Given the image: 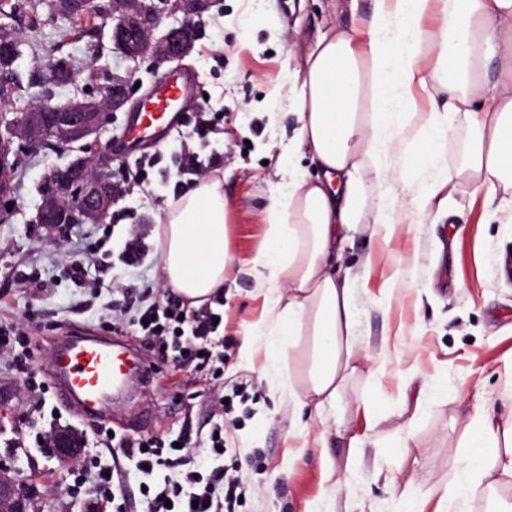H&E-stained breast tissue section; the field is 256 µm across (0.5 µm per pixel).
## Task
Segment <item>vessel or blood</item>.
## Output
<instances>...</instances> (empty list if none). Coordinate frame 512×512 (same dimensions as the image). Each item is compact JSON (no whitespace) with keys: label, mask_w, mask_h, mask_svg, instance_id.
<instances>
[{"label":"vessel or blood","mask_w":512,"mask_h":512,"mask_svg":"<svg viewBox=\"0 0 512 512\" xmlns=\"http://www.w3.org/2000/svg\"><path fill=\"white\" fill-rule=\"evenodd\" d=\"M197 80V74L186 69L154 78L140 96L136 111L128 115L122 141L125 155L161 146L173 130L183 126L186 102ZM126 369L122 351L93 340L88 330L76 327L55 350L47 377L70 409L101 417L107 415L108 398Z\"/></svg>","instance_id":"b4317fda"}]
</instances>
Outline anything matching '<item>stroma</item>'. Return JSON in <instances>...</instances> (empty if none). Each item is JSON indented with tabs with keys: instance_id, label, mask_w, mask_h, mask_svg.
<instances>
[{
	"instance_id": "stroma-1",
	"label": "stroma",
	"mask_w": 512,
	"mask_h": 512,
	"mask_svg": "<svg viewBox=\"0 0 512 512\" xmlns=\"http://www.w3.org/2000/svg\"><path fill=\"white\" fill-rule=\"evenodd\" d=\"M15 2L0 0V34L22 42L19 58L0 72V84L17 88L0 115L14 116L46 97L63 105L100 95L131 67L113 52L107 28L91 24L76 37L53 0H23L20 8ZM335 20L332 0H210L184 62L198 74L193 98L207 99L210 111L220 115L217 131L190 142L176 131L161 147L145 149L140 160L150 163L149 178L113 205L110 225L76 224L63 237L38 222L49 174L83 157L79 142L34 149L12 139L10 187L0 194V315L20 322L34 309L55 322V329L31 331L44 369L54 341L72 326L137 344L133 329L116 333L109 327L112 289L129 282L162 285L154 238H147L139 267L115 260L103 276L86 245L106 237V250L117 257L131 225L155 226L170 197L191 182L182 171L185 152L213 160L223 172L236 258L223 291L224 383L246 384L253 395L237 403V423L225 434V459L237 463L248 488L239 512H401L402 499L454 476L476 412L504 416L512 402V277L501 276L496 264L499 254L512 255V214L487 221L465 175L449 185L466 208L464 231L432 206L408 232L387 241L366 229L345 247L369 360L349 377L328 417L344 421L360 437V447L333 435L328 452L310 448L295 457L288 438L293 404L262 376L263 353L248 360L241 355L246 329L266 317L250 272L265 236L258 212L269 196L280 142L295 126L294 116L281 113L269 93L302 70L318 30ZM59 60L82 64L75 82L52 81L49 67ZM74 264L88 277L102 278L101 296L91 298L66 279ZM31 270L49 281L48 289L34 293L18 285L17 272ZM379 359L384 369H377ZM212 393L205 373L163 364L132 396L113 401L108 423L158 437L188 431L204 447ZM0 395L9 400V412L0 419V466L10 469L27 512H94L92 494L67 495L69 467L34 441L19 445L17 430L70 427L89 435L96 419L77 417L53 392L36 409L22 375L6 358H0Z\"/></svg>"
}]
</instances>
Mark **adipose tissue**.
I'll use <instances>...</instances> for the list:
<instances>
[{
  "label": "adipose tissue",
  "mask_w": 512,
  "mask_h": 512,
  "mask_svg": "<svg viewBox=\"0 0 512 512\" xmlns=\"http://www.w3.org/2000/svg\"><path fill=\"white\" fill-rule=\"evenodd\" d=\"M272 93L296 126L251 261L271 304L269 338L260 346L245 337L242 350L274 365L282 346L311 337L308 378L288 390L291 434L322 447L324 435H310L302 417L332 408L362 362L346 242L363 224L394 237L442 201L457 173L486 200L512 192V0H373L363 33L340 24L320 35L301 75ZM459 127L468 137L452 171L448 139ZM231 216L223 178L209 175L170 198L154 229L163 285L189 305L224 288ZM497 475L512 477V424L486 413L470 421L454 477L427 495L476 499Z\"/></svg>",
  "instance_id": "1"
}]
</instances>
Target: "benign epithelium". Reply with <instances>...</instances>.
Segmentation results:
<instances>
[{
	"label": "benign epithelium",
	"instance_id": "benign-epithelium-1",
	"mask_svg": "<svg viewBox=\"0 0 512 512\" xmlns=\"http://www.w3.org/2000/svg\"><path fill=\"white\" fill-rule=\"evenodd\" d=\"M205 10L206 0H113L103 24L109 28L115 52L130 61L148 56L158 70L191 52ZM135 74L133 69L113 78L99 99H75L60 106L40 100L7 124L10 134L35 146L86 141L87 156L58 168L56 190L43 199L38 211L41 223L50 228L60 218L72 224L101 223L127 194L123 183L113 179L110 166L101 161L96 142L88 138L98 137L107 115L127 102L129 87L138 82ZM51 447L61 464L70 465L79 457L84 440L76 430L62 427L53 431ZM0 512H26L14 477L3 467Z\"/></svg>",
	"mask_w": 512,
	"mask_h": 512
}]
</instances>
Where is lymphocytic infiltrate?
<instances>
[{
    "instance_id": "lymphocytic-infiltrate-1",
    "label": "lymphocytic infiltrate",
    "mask_w": 512,
    "mask_h": 512,
    "mask_svg": "<svg viewBox=\"0 0 512 512\" xmlns=\"http://www.w3.org/2000/svg\"><path fill=\"white\" fill-rule=\"evenodd\" d=\"M121 292L137 298L136 306L120 307L121 317L136 327L142 345L160 361L195 371L223 363L224 353L216 343L223 315L210 304L186 310L172 296L159 303L153 299L154 288L147 285L128 284ZM214 387L215 422L208 437L207 467L197 463L189 437L165 444L153 437L113 434L106 425L97 426L96 433L106 447L117 448L141 476L148 512H237L247 488L237 467L224 462L223 434L232 409L224 397H244L246 389L237 385L228 389L220 381Z\"/></svg>"
}]
</instances>
